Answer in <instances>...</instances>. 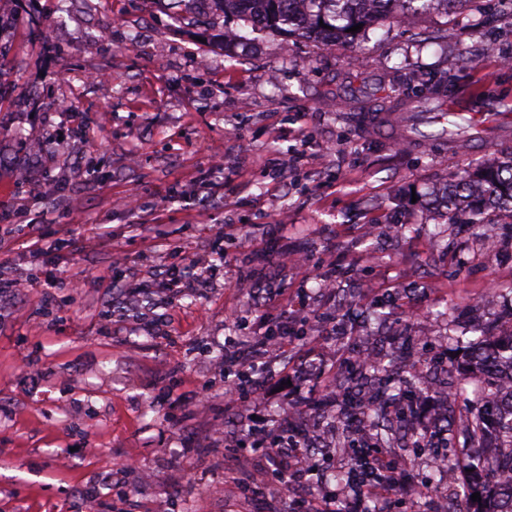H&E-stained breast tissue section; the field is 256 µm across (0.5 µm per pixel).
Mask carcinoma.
<instances>
[{"label": "carcinoma", "instance_id": "cac0c4a2", "mask_svg": "<svg viewBox=\"0 0 512 512\" xmlns=\"http://www.w3.org/2000/svg\"><path fill=\"white\" fill-rule=\"evenodd\" d=\"M308 2L301 13L297 4ZM221 5L224 21L242 20L268 30H290L304 35L312 31L328 38L349 37L348 29L369 26L382 18L397 19L417 7H441L445 11L461 8L469 0H212ZM429 94L416 100L415 109L427 111L444 102L451 90L443 86L428 88ZM453 223L463 217L479 227L488 210H503L512 218V158L481 163L458 173L441 192ZM380 381L373 400L365 402L362 392L345 389L336 402L333 416L341 419L345 410L358 407L362 413L381 418L387 412L383 396L401 401L414 411L420 398L428 393L418 389L415 377H393L388 364L380 361L368 366ZM457 382L451 395L473 394L479 412L457 428L472 452L473 488H481V500L473 501L471 493L462 492L464 509L448 503L447 512H512V330L506 336H495L488 330L469 340L462 359L456 365Z\"/></svg>", "mask_w": 512, "mask_h": 512}]
</instances>
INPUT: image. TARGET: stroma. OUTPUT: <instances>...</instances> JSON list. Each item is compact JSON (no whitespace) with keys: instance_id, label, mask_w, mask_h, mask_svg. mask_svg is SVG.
Returning a JSON list of instances; mask_svg holds the SVG:
<instances>
[{"instance_id":"35a3bbf8","label":"stroma","mask_w":512,"mask_h":512,"mask_svg":"<svg viewBox=\"0 0 512 512\" xmlns=\"http://www.w3.org/2000/svg\"><path fill=\"white\" fill-rule=\"evenodd\" d=\"M235 27L227 51L210 0H0V273L20 284L0 296V512H306L367 429L305 439L313 473L274 493L250 480L287 442L268 415L330 421L313 402L368 386L367 349L442 376L474 319L512 327V224L449 223L437 198L512 139L407 150L363 122L443 77L470 116L511 108L512 0L332 43ZM190 262L208 284L169 297ZM285 318L265 403L226 404L225 360ZM472 409L457 395L396 422L384 454L416 465L384 512H439L415 486L441 459L465 483Z\"/></svg>"}]
</instances>
